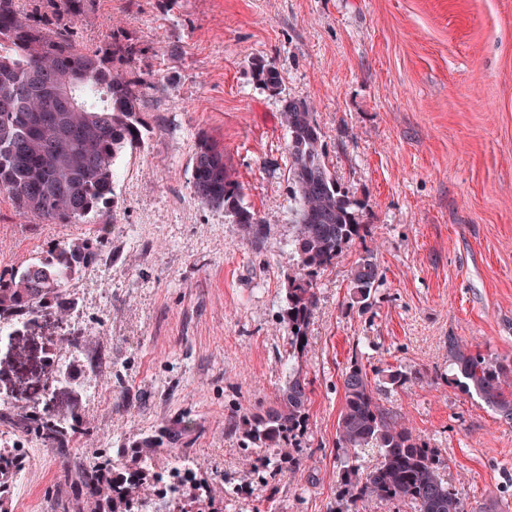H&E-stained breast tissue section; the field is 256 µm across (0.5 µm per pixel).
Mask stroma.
<instances>
[{"label":"stroma","instance_id":"35a3bbf8","mask_svg":"<svg viewBox=\"0 0 512 512\" xmlns=\"http://www.w3.org/2000/svg\"><path fill=\"white\" fill-rule=\"evenodd\" d=\"M67 27L86 47H134L132 68L151 80L147 130L116 163L114 205L87 223L38 224L0 194V269L100 241L69 284L72 309L38 312L0 343L1 433L31 415L87 429L64 453L27 443L35 471L16 512H56L73 493L63 469L176 429L172 455L224 512H414L345 493V467L377 461L338 443L355 360L468 512H512V423L457 385L448 353L454 337L512 361V0H89ZM261 61L278 91L257 81ZM289 98L312 105L329 169L368 226L317 276L294 356L281 321L298 263ZM203 138L223 149L259 238L194 197ZM365 255L382 278L363 305L349 274ZM66 333L82 347L61 346ZM293 374L308 384L307 423L267 454L299 464L264 477L240 422L276 405Z\"/></svg>","mask_w":512,"mask_h":512}]
</instances>
